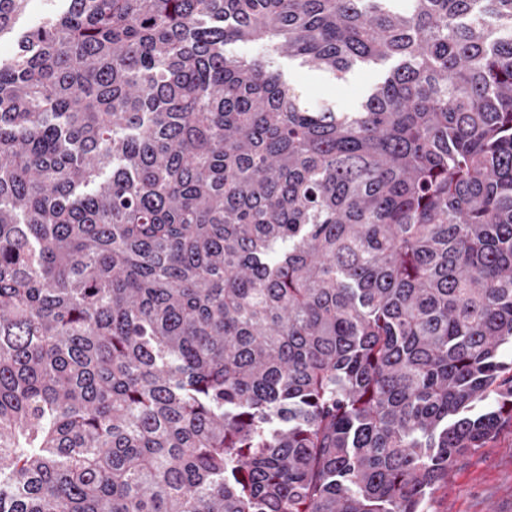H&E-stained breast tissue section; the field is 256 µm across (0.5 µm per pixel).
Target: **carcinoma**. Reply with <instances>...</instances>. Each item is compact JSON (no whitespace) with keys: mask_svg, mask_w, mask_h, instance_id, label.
<instances>
[{"mask_svg":"<svg viewBox=\"0 0 512 512\" xmlns=\"http://www.w3.org/2000/svg\"><path fill=\"white\" fill-rule=\"evenodd\" d=\"M28 3L0 512H426L512 414V0ZM63 0H31L26 13L19 20L17 31L38 25L45 15L63 8ZM393 61L382 65L356 69L346 82H338L329 77L300 67L287 58L279 60V67L289 84L302 89L314 102L327 101L343 112H353L362 93L376 83L384 70L393 66Z\"/></svg>","mask_w":512,"mask_h":512,"instance_id":"cac0c4a2","label":"carcinoma"}]
</instances>
